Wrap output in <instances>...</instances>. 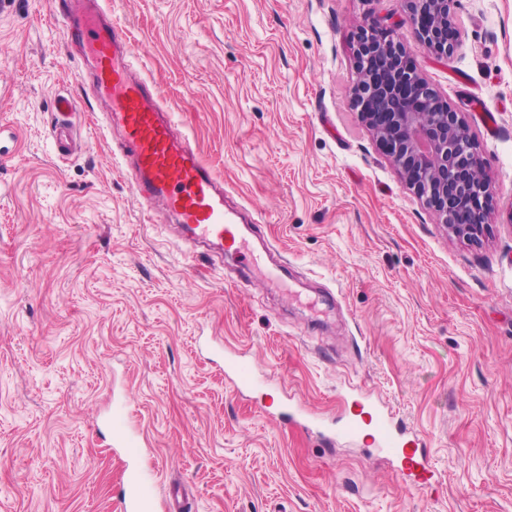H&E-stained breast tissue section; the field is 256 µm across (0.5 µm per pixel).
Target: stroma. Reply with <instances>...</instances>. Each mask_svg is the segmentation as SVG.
<instances>
[{
    "mask_svg": "<svg viewBox=\"0 0 512 512\" xmlns=\"http://www.w3.org/2000/svg\"><path fill=\"white\" fill-rule=\"evenodd\" d=\"M165 108L289 260L287 287L188 254L134 198L78 81L55 0L0 5V512H120L122 408L156 494L190 512H512V0H454L448 57L401 0H112ZM399 25L406 56L476 137L490 233L449 236L350 106L359 26ZM491 94L493 118L475 95ZM76 103L59 158L55 100ZM250 355L321 425L346 383L423 434L434 490L355 444L265 412L223 357Z\"/></svg>",
    "mask_w": 512,
    "mask_h": 512,
    "instance_id": "stroma-1",
    "label": "stroma"
}]
</instances>
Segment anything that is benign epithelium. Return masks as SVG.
<instances>
[{
  "label": "benign epithelium",
  "instance_id": "7a95c632",
  "mask_svg": "<svg viewBox=\"0 0 512 512\" xmlns=\"http://www.w3.org/2000/svg\"><path fill=\"white\" fill-rule=\"evenodd\" d=\"M453 0H402L415 36L435 57L453 49ZM404 35L369 22L354 44L356 79L352 104L377 141H388L389 162L448 232L468 242L484 236L495 195L486 163L469 127L451 110L416 67L405 63ZM468 199L479 223L448 213V200Z\"/></svg>",
  "mask_w": 512,
  "mask_h": 512
}]
</instances>
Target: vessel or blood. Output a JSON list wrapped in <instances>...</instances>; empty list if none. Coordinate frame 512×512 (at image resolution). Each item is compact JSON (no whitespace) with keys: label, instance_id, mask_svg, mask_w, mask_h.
<instances>
[{"label":"vessel or blood","instance_id":"b4317fda","mask_svg":"<svg viewBox=\"0 0 512 512\" xmlns=\"http://www.w3.org/2000/svg\"><path fill=\"white\" fill-rule=\"evenodd\" d=\"M63 18V39L81 60V81L87 82L106 117V131L121 134L118 155L128 165L132 189L148 210L172 215L186 233L190 248L211 246L235 256L248 278L275 286L286 280V266L270 249L256 245L257 232L238 210L226 207L224 182L176 127L163 106V90L135 67L137 50L112 17L106 0H57ZM59 121L53 130L56 148L69 154L74 141L68 123L73 101L59 96ZM235 388L253 387L252 367L231 362L224 371ZM342 400V423L324 433L327 445L354 443L369 434L370 444L401 478L415 489L433 487L435 471L423 437L396 422L388 405L370 391L350 386ZM153 474L130 471L121 495L122 512H156Z\"/></svg>","mask_w":512,"mask_h":512}]
</instances>
